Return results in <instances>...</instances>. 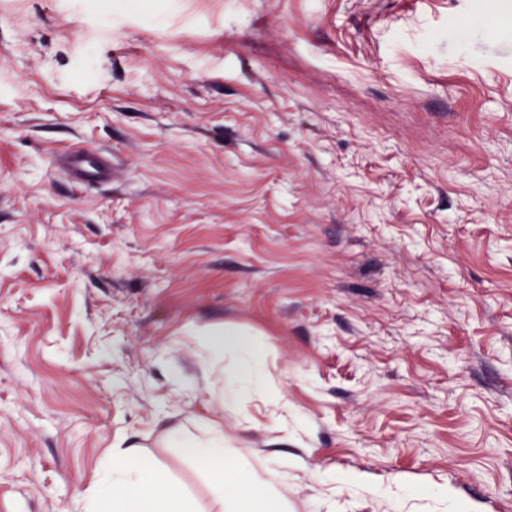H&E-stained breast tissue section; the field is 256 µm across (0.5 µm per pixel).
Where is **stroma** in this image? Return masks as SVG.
<instances>
[{
	"mask_svg": "<svg viewBox=\"0 0 512 512\" xmlns=\"http://www.w3.org/2000/svg\"><path fill=\"white\" fill-rule=\"evenodd\" d=\"M474 3L0 0V512H91L121 453L220 512L170 437L215 424L288 512H512V0ZM65 163L74 180L87 182L103 180L108 174V166L98 158V161H90L78 156L65 157ZM245 336L249 335L243 331L224 328V332L210 333L207 338V343L210 348L216 352H223L225 350L247 352L249 358L242 365L241 373L250 375L257 371L259 362L255 354L251 351L249 342Z\"/></svg>",
	"mask_w": 512,
	"mask_h": 512,
	"instance_id": "35a3bbf8",
	"label": "stroma"
}]
</instances>
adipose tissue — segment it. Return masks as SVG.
<instances>
[{"label":"adipose tissue","instance_id":"obj_1","mask_svg":"<svg viewBox=\"0 0 512 512\" xmlns=\"http://www.w3.org/2000/svg\"><path fill=\"white\" fill-rule=\"evenodd\" d=\"M185 455L202 471H213L212 490L215 498L228 500L235 512H285L284 491L288 487L287 462L268 478L258 475L244 476L241 468L227 456L223 429H214L201 439L184 442ZM223 460L224 468L214 471L215 460ZM157 466H146L116 456L112 459V476L100 483L99 499H110L111 512H183L182 493L170 488L165 496L147 493V485L158 479Z\"/></svg>","mask_w":512,"mask_h":512}]
</instances>
